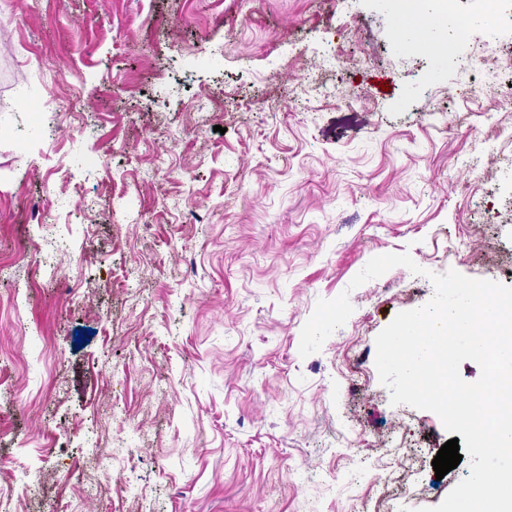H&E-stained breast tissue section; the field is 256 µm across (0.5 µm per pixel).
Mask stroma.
Listing matches in <instances>:
<instances>
[{"mask_svg": "<svg viewBox=\"0 0 512 512\" xmlns=\"http://www.w3.org/2000/svg\"><path fill=\"white\" fill-rule=\"evenodd\" d=\"M458 9L466 67L387 0H0L9 512H425L469 476L375 366L432 275L512 286V91L464 95L511 55L498 0Z\"/></svg>", "mask_w": 512, "mask_h": 512, "instance_id": "35a3bbf8", "label": "stroma"}]
</instances>
